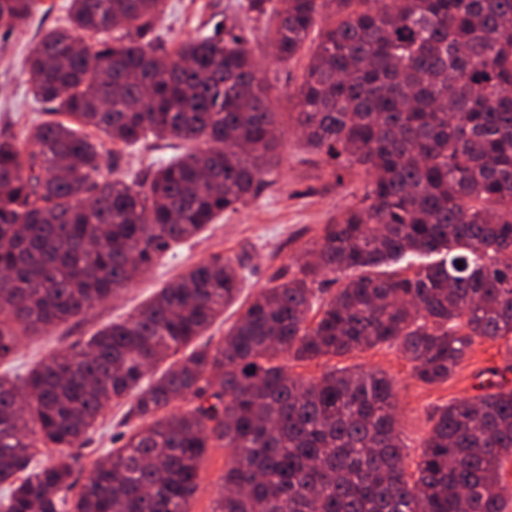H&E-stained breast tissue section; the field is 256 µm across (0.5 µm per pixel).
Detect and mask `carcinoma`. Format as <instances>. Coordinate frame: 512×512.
Returning <instances> with one entry per match:
<instances>
[{"label": "carcinoma", "instance_id": "carcinoma-1", "mask_svg": "<svg viewBox=\"0 0 512 512\" xmlns=\"http://www.w3.org/2000/svg\"><path fill=\"white\" fill-rule=\"evenodd\" d=\"M34 5L0 0V31ZM243 7L275 20L276 61L306 57L292 94L297 127L362 193L218 346L195 341L236 301L243 275L214 255L124 321L21 378L0 375V512H188L215 446L232 455L214 512H507L511 384L490 379L438 408L410 473L386 373L343 366L305 380L288 363L394 347L414 378L435 384L480 337L510 341L512 368V0ZM163 8L69 0V26L46 31L26 59L33 98L66 120L32 126L23 149L0 138V359L18 336L119 295L268 184L277 113L242 30L217 23L160 48ZM101 136L205 147L121 179L103 167ZM429 254L443 258L380 270ZM345 272L324 296L327 276ZM129 395L139 424L79 482L83 438ZM178 400L189 408L164 414ZM43 447L70 452L42 463Z\"/></svg>", "mask_w": 512, "mask_h": 512}]
</instances>
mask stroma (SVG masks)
Returning a JSON list of instances; mask_svg holds the SVG:
<instances>
[{
    "label": "stroma",
    "instance_id": "35a3bbf8",
    "mask_svg": "<svg viewBox=\"0 0 512 512\" xmlns=\"http://www.w3.org/2000/svg\"><path fill=\"white\" fill-rule=\"evenodd\" d=\"M69 0H38L28 19L12 32L0 34V136L23 140L27 127L46 120L47 114L33 102L25 74V60L33 44L46 30L64 26ZM245 0H166L163 14L156 22V34L165 46H172L214 23L228 20L244 28L253 56L264 69L271 87L273 109L283 133L270 184L237 211L221 215L214 224L192 240L176 245L158 259L122 294L95 306L84 316L60 324L37 336L22 337L15 355L0 363V373L25 374L37 361L68 347L81 337L125 320L168 282L192 266L216 254L239 258L245 279L236 302L225 308L204 336L218 343L225 331L245 311L253 295L270 283L275 272L294 269L297 260L319 237L322 225L335 220L355 201L356 183L344 168H332L325 155L311 152L294 132L293 102L288 93L301 81L302 62L284 66L273 62L266 48L267 20L246 14ZM184 143L170 138L147 140L134 147L104 143V164L115 176L153 168L183 152ZM504 340L476 339L466 361L448 381L427 385L412 375L411 363L398 351L378 347L336 359V366L358 365L367 370L385 372L395 383L400 437L406 446V464L414 466L420 445L427 435L435 410L463 397L480 392L489 368L505 369L512 382V370H506L502 355ZM129 400L112 403L101 425L90 432L83 455L85 460L107 457L120 447L123 419ZM229 461L227 449L209 450L202 465L199 488L190 500L189 512H213L224 483Z\"/></svg>",
    "mask_w": 512,
    "mask_h": 512
}]
</instances>
